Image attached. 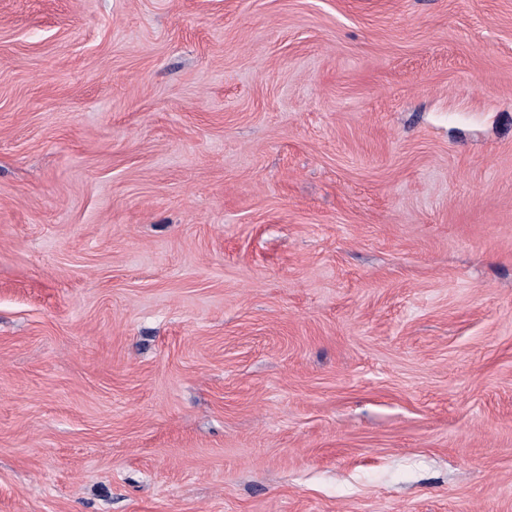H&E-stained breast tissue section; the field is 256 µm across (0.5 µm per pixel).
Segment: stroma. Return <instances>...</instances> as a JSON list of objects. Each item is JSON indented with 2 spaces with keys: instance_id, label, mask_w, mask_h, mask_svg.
<instances>
[{
  "instance_id": "obj_1",
  "label": "stroma",
  "mask_w": 512,
  "mask_h": 512,
  "mask_svg": "<svg viewBox=\"0 0 512 512\" xmlns=\"http://www.w3.org/2000/svg\"><path fill=\"white\" fill-rule=\"evenodd\" d=\"M0 512H512V0H0Z\"/></svg>"
}]
</instances>
